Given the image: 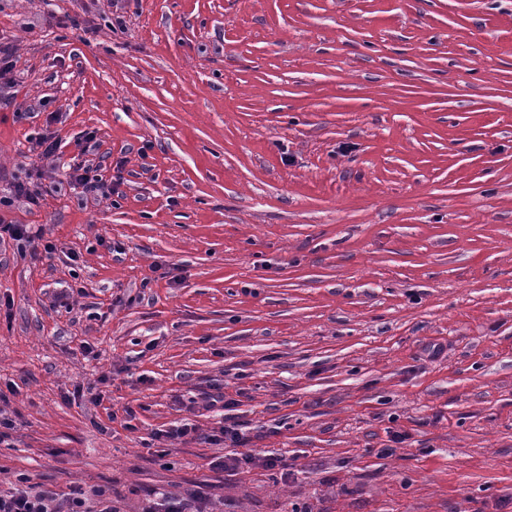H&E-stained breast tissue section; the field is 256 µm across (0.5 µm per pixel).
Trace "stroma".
<instances>
[{
	"label": "stroma",
	"instance_id": "stroma-1",
	"mask_svg": "<svg viewBox=\"0 0 512 512\" xmlns=\"http://www.w3.org/2000/svg\"><path fill=\"white\" fill-rule=\"evenodd\" d=\"M0 41L1 491L512 512V0H0ZM216 389L280 466L225 468ZM0 107L8 106L11 98L2 96V88L11 87L14 82L13 71L16 65L11 53L0 46ZM99 170L98 166L78 164L70 166L65 176L69 183L80 187L83 193H94L102 199H109L112 194H117L120 178L108 183ZM0 245L5 242V237L16 242L17 247L22 248L25 243L32 240V225L30 224H9L0 218ZM5 235V237H4Z\"/></svg>",
	"mask_w": 512,
	"mask_h": 512
}]
</instances>
